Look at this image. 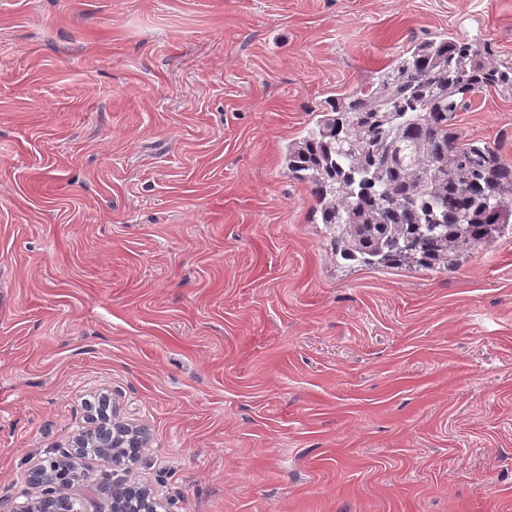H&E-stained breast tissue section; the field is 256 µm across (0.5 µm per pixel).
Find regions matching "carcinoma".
<instances>
[{"label": "carcinoma", "instance_id": "1", "mask_svg": "<svg viewBox=\"0 0 512 512\" xmlns=\"http://www.w3.org/2000/svg\"><path fill=\"white\" fill-rule=\"evenodd\" d=\"M512 86L467 43L422 41L377 81L331 100L283 163L307 184L336 254L370 267L448 269L512 224V167L462 140L456 112Z\"/></svg>", "mask_w": 512, "mask_h": 512}]
</instances>
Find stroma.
<instances>
[{"mask_svg":"<svg viewBox=\"0 0 512 512\" xmlns=\"http://www.w3.org/2000/svg\"><path fill=\"white\" fill-rule=\"evenodd\" d=\"M512 0H0V512L108 395L163 512H512V226L337 256L282 165L330 99ZM512 166V88L456 115Z\"/></svg>","mask_w":512,"mask_h":512,"instance_id":"1","label":"stroma"}]
</instances>
